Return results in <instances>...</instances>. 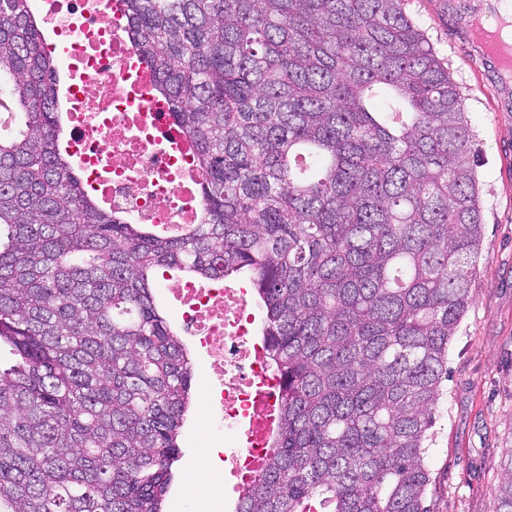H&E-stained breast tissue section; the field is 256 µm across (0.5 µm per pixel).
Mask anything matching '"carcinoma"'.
<instances>
[{"instance_id":"cac0c4a2","label":"carcinoma","mask_w":512,"mask_h":512,"mask_svg":"<svg viewBox=\"0 0 512 512\" xmlns=\"http://www.w3.org/2000/svg\"><path fill=\"white\" fill-rule=\"evenodd\" d=\"M405 0H125L204 221L126 224L60 139L31 0H0V512H164L194 378L159 271L240 273L281 380L236 512H427L478 255L464 97ZM495 512H512V452Z\"/></svg>"}]
</instances>
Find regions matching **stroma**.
<instances>
[{
    "mask_svg": "<svg viewBox=\"0 0 512 512\" xmlns=\"http://www.w3.org/2000/svg\"><path fill=\"white\" fill-rule=\"evenodd\" d=\"M477 0H407L461 88L475 147L484 236L467 311L448 344V378L429 452V512H495L501 461L512 448V92H502L481 53V31L464 27ZM176 481L194 485L213 451L193 424L180 440Z\"/></svg>",
    "mask_w": 512,
    "mask_h": 512,
    "instance_id": "35a3bbf8",
    "label": "stroma"
}]
</instances>
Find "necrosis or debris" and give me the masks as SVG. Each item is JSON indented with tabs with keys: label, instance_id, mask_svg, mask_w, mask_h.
Masks as SVG:
<instances>
[{
	"label": "necrosis or debris",
	"instance_id": "4bbe7bcc",
	"mask_svg": "<svg viewBox=\"0 0 512 512\" xmlns=\"http://www.w3.org/2000/svg\"><path fill=\"white\" fill-rule=\"evenodd\" d=\"M63 69L56 107L67 149L87 184L116 215L168 232L201 219L195 147L174 125L150 68L110 0H34ZM176 318L203 359L196 439L218 449L204 512H224L225 487L262 473L279 416L280 380L254 338L246 288L182 278L169 289Z\"/></svg>",
	"mask_w": 512,
	"mask_h": 512
}]
</instances>
